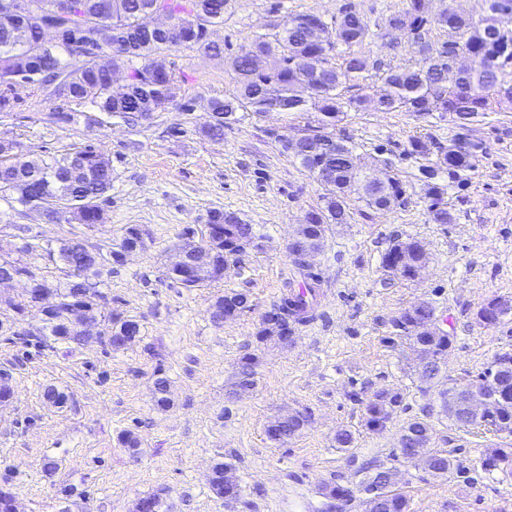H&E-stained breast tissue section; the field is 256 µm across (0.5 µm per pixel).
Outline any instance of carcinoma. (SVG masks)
Masks as SVG:
<instances>
[{"label": "carcinoma", "mask_w": 512, "mask_h": 512, "mask_svg": "<svg viewBox=\"0 0 512 512\" xmlns=\"http://www.w3.org/2000/svg\"><path fill=\"white\" fill-rule=\"evenodd\" d=\"M71 4V17L62 28V38L45 45L33 60V67L40 72L38 87L57 85L64 81L60 93L73 102L89 101L93 111L52 112L49 118L58 124L83 123L91 129L102 121V116L118 115L126 121L138 122L145 113L156 112L176 101L178 80L173 70L158 81H146L141 73L148 70L162 54L187 44H201L207 49L218 46L207 41V32L194 26L198 12L209 15V24L224 23L230 0H31L35 13L24 18L5 20L0 17V63L23 54V40L37 41L41 36V24L54 21L56 10L64 3ZM162 3L179 27L177 35L158 33L151 27L153 10ZM509 5L512 0H490L489 13L477 20L457 14L446 13V26L460 32L461 47L470 56L472 65L455 84L448 83V62L454 58L456 48H437L426 37L434 22L424 15L425 0H407L405 8L391 14L405 21L411 35L410 48L420 57L412 67L386 70L378 74L383 84L382 93L376 98L351 97L343 100V92L351 88L350 82L368 71L365 56L349 53L339 66L327 59V48L316 42L310 24L319 19L311 13L289 15L276 19L267 31L252 39L248 49L238 55L233 63L235 93L224 100L210 101L212 122L207 136H224V127L239 112L256 115L268 112H305L312 108L322 115L321 122L332 124L339 120L344 105L357 110L373 109L377 112L405 110L418 116L430 112H448L455 116L460 130L488 112L504 106H512V79L508 69L512 68V30L500 27L496 9ZM96 25L98 38L96 52L85 59L73 56L75 35L83 32V25ZM333 35L332 46L344 44L348 47L365 41L369 24L356 11H346L334 25L322 23ZM265 56L267 67L256 70L253 55ZM140 60L133 67L124 89L117 93L109 83L111 69L122 59ZM284 152L293 154L301 161L309 174L324 187L322 205L310 211L312 223L326 231L329 224H346L351 219V196L372 209L394 203L403 194L401 182L387 176L374 183L368 178H359L358 157L348 145L321 135L307 143L295 139H281ZM15 140L0 137V199L9 198L21 205L27 203L30 192L39 188L46 191L47 218L56 223L68 216L79 224L104 223L100 200L112 188V163L96 147L83 144L72 148L60 157L35 153H15L10 147ZM478 145L469 143L468 150L456 153L452 150L437 155L434 165L457 174L474 168L475 150ZM424 195L430 200L429 214L435 224H448L452 220L444 206L445 188L427 183ZM214 218L224 221L226 262L234 263L237 256L253 237L252 225L246 224L232 214L214 213ZM71 251L49 248V257H58L66 269L69 281L65 286L52 287L55 302L46 311L44 326L11 332L12 338L24 344L41 345L44 336L68 342L67 321L70 308L80 304L94 309L96 301L106 299L94 278L101 276L103 267L83 261L80 240H72ZM419 249L417 241L396 240L382 257V267L390 276L409 281L410 271L394 272L393 262L401 251L411 256ZM317 300V283L312 281L295 290H286L276 308L288 317L293 325H301L311 317ZM216 304H225L238 312L251 307L250 296L239 291H230L216 299ZM435 317V308L428 301L413 304L404 311L397 326L407 333L410 346L418 354V374L425 382L436 379L440 363L448 355L451 336L444 334L422 342L413 336L416 324ZM512 371V354L505 352L480 373L507 388L512 396V374L501 378V367ZM257 358L251 354L240 359L239 371L233 386L251 389L255 385ZM456 387L443 392V410L448 419L461 428H469L475 422L465 412L464 406L453 405L451 400ZM403 397L397 392H380L368 401L365 407L366 425L371 429L382 428L392 418ZM308 423V416L300 420L293 418L278 428L266 429L268 438L277 444H285L298 435ZM402 434L416 437L425 445L432 443V427L423 420H413L402 428ZM414 465L423 468L437 478L449 476L455 468L454 458L443 450L431 448L427 453L414 457ZM368 512H406L404 495L394 489L384 498L368 500Z\"/></svg>", "instance_id": "cac0c4a2"}]
</instances>
